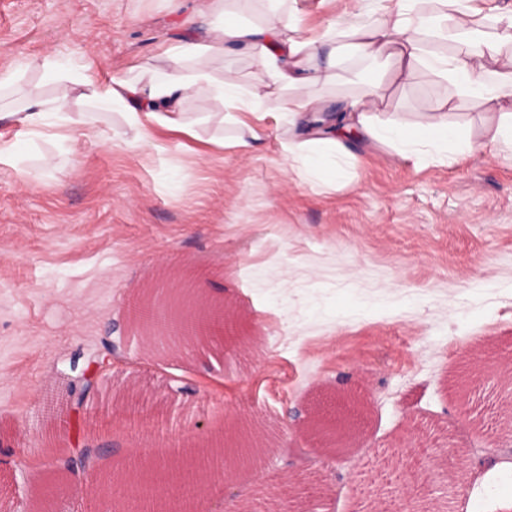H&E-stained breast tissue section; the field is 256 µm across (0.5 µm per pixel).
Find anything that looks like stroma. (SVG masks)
Segmentation results:
<instances>
[{
  "instance_id": "1",
  "label": "stroma",
  "mask_w": 512,
  "mask_h": 512,
  "mask_svg": "<svg viewBox=\"0 0 512 512\" xmlns=\"http://www.w3.org/2000/svg\"><path fill=\"white\" fill-rule=\"evenodd\" d=\"M202 0H0V109L57 99L90 106L76 80L132 78L162 51L200 37L186 18ZM52 55L67 77L43 76ZM263 88L256 58L234 48L197 60ZM332 86L276 93L277 102L335 103L376 86L377 121H414L422 100L452 101L451 124L478 147L453 165L401 160L389 147L349 141L356 179L341 189L302 181L269 138L245 158L233 149L159 132L160 150L119 141L21 138L0 164V512H112V499L27 461L51 428L42 392L82 379L111 354L99 397L57 438L104 447L100 470L158 452L206 446L238 424L259 428L266 451L237 470L204 512L226 498L280 512L273 483L287 476L324 489L316 512H512V475L464 485L482 448L512 462V412L496 386L512 367V152L488 140L497 118L458 98L425 68L398 83L351 57ZM187 271L208 286L226 319L188 356L137 343L127 302ZM479 369L475 410L457 385ZM141 395L150 425L117 420L93 431L104 404ZM366 407L340 454L320 447L308 422L338 394ZM454 466H447V457Z\"/></svg>"
}]
</instances>
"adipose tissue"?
I'll return each mask as SVG.
<instances>
[{
  "mask_svg": "<svg viewBox=\"0 0 512 512\" xmlns=\"http://www.w3.org/2000/svg\"><path fill=\"white\" fill-rule=\"evenodd\" d=\"M272 12L265 22L245 23L239 13L225 12L223 24L209 28L204 37L183 40L164 50L159 65L134 79H101L85 71L80 79L96 105L95 111L74 114L63 111L55 100H35L20 110L0 112V129L14 130L29 138L68 142L78 152L82 141L121 140L144 147L151 133L163 129L200 139V127L209 123L211 113L188 119L176 106L186 95L216 96L229 107L246 111L247 120L232 146L246 155L265 142L271 122H286L279 140L281 152L295 163L299 174L309 181L344 187L356 177L351 168L345 140L355 136L392 147L406 160L423 162L464 156L475 149L469 134L449 125L445 113L429 102H421L418 118L406 124L379 123L372 117L381 102L376 91L348 99L344 112L325 113L320 98L292 101L282 111L269 113L267 90L327 86L338 78L336 61L348 56L395 62L397 80L408 79L419 66L430 67L448 82L456 97L480 101L498 115L491 139L512 148V70L497 72L487 81L488 63L500 46L512 45V7L497 0H434V12H423L421 0H367L374 13L372 23L363 24L357 12L343 10L327 26L301 31L296 13H283L286 0H272ZM490 19L494 33L487 41H460L455 49L442 53L434 40L468 30L477 20ZM241 46L258 58L265 76V92L243 85L231 73L218 77L192 63L225 46ZM121 109V130L102 129L99 111ZM81 127L80 138L70 131Z\"/></svg>",
  "mask_w": 512,
  "mask_h": 512,
  "instance_id": "obj_1",
  "label": "adipose tissue"
}]
</instances>
